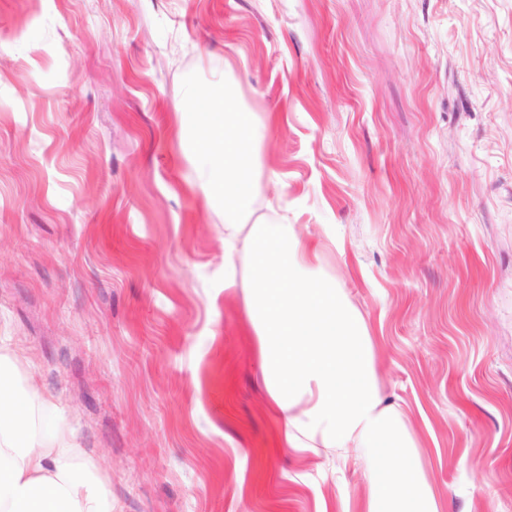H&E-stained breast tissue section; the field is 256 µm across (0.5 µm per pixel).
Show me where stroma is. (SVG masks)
Returning a JSON list of instances; mask_svg holds the SVG:
<instances>
[{"label":"stroma","instance_id":"35a3bbf8","mask_svg":"<svg viewBox=\"0 0 512 512\" xmlns=\"http://www.w3.org/2000/svg\"><path fill=\"white\" fill-rule=\"evenodd\" d=\"M191 84L260 126L253 215L322 239L448 512H512V0H0V338L114 512H363L276 445Z\"/></svg>","mask_w":512,"mask_h":512}]
</instances>
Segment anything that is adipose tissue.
<instances>
[{
	"instance_id": "1",
	"label": "adipose tissue",
	"mask_w": 512,
	"mask_h": 512,
	"mask_svg": "<svg viewBox=\"0 0 512 512\" xmlns=\"http://www.w3.org/2000/svg\"><path fill=\"white\" fill-rule=\"evenodd\" d=\"M205 141L187 150L207 202L224 205V286L240 287L270 397L283 419V448H328L354 460L364 512H444L415 435L386 404L367 326L336 282L324 279L323 243L290 225L252 221L255 134L235 102L205 87L185 91ZM249 275L236 279L240 245ZM0 340V512H113L109 479L54 426L49 406Z\"/></svg>"
}]
</instances>
